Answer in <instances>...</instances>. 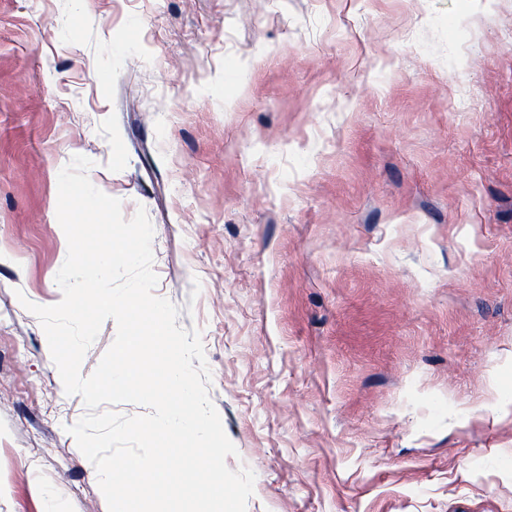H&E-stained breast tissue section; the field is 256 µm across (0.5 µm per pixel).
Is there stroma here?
<instances>
[{"mask_svg":"<svg viewBox=\"0 0 512 512\" xmlns=\"http://www.w3.org/2000/svg\"><path fill=\"white\" fill-rule=\"evenodd\" d=\"M77 155L247 512H512V0H0V512H108L26 308Z\"/></svg>","mask_w":512,"mask_h":512,"instance_id":"stroma-1","label":"stroma"}]
</instances>
